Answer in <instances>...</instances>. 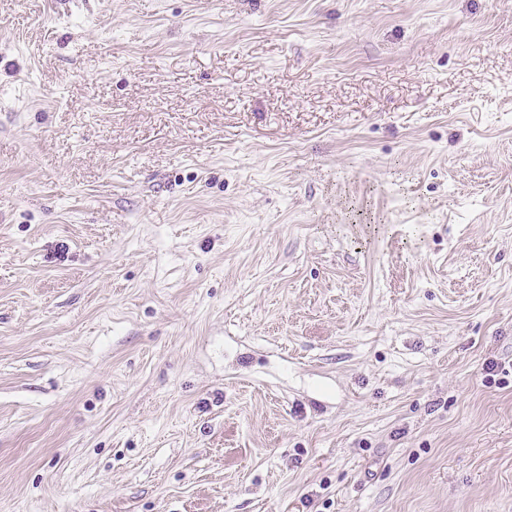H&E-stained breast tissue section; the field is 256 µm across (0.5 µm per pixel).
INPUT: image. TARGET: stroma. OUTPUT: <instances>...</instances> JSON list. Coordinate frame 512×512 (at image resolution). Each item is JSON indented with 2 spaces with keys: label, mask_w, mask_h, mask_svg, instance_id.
Masks as SVG:
<instances>
[{
  "label": "stroma",
  "mask_w": 512,
  "mask_h": 512,
  "mask_svg": "<svg viewBox=\"0 0 512 512\" xmlns=\"http://www.w3.org/2000/svg\"><path fill=\"white\" fill-rule=\"evenodd\" d=\"M0 512H512V0H0Z\"/></svg>",
  "instance_id": "35a3bbf8"
}]
</instances>
